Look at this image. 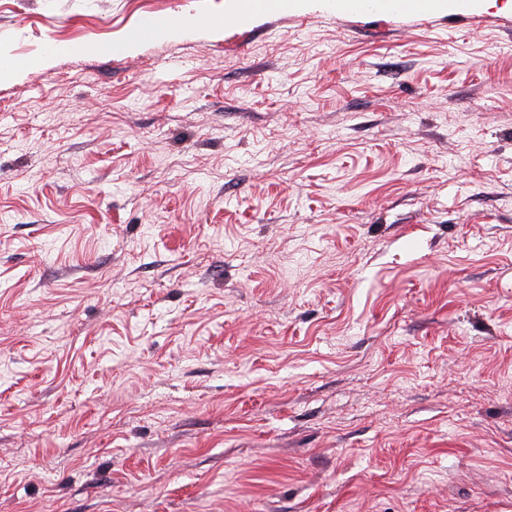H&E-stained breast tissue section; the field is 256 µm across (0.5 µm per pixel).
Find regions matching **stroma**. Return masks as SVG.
<instances>
[{
	"label": "stroma",
	"instance_id": "35a3bbf8",
	"mask_svg": "<svg viewBox=\"0 0 512 512\" xmlns=\"http://www.w3.org/2000/svg\"><path fill=\"white\" fill-rule=\"evenodd\" d=\"M223 14L0 0V512H512V10ZM202 28L215 32L219 29V25L211 18L186 16L181 18L175 26H172L165 16H152L141 23L139 27L130 31L123 40L108 44L94 43L89 45L87 49L94 54H101L106 51L128 53L136 50L145 38L170 39L175 36L196 33ZM72 47L67 44L49 42L42 55L24 64L17 63L1 52L0 54V83L14 81L23 74L46 68L51 61L61 54L71 52Z\"/></svg>",
	"mask_w": 512,
	"mask_h": 512
}]
</instances>
